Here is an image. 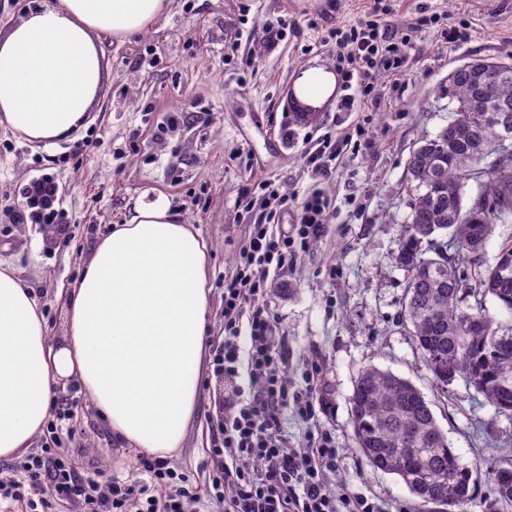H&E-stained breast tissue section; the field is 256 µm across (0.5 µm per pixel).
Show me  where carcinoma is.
<instances>
[{
	"label": "carcinoma",
	"mask_w": 512,
	"mask_h": 512,
	"mask_svg": "<svg viewBox=\"0 0 512 512\" xmlns=\"http://www.w3.org/2000/svg\"><path fill=\"white\" fill-rule=\"evenodd\" d=\"M453 118L410 156L415 182L411 215L393 256L406 281L400 322L435 380L448 385V367L512 419V319L490 313L487 300L512 314V244L493 263L486 245L497 222L512 213V151L497 140L512 128V69L498 61L464 63L448 74ZM485 169L476 165L491 155ZM484 176L469 208L466 183ZM452 233L455 250L439 237ZM352 439L374 472L398 476L424 507L465 512L480 460L461 461L448 443L431 404L409 380L375 366L363 368L349 398ZM491 475L512 470V437L501 436ZM491 512H512V491L493 489Z\"/></svg>",
	"instance_id": "obj_1"
}]
</instances>
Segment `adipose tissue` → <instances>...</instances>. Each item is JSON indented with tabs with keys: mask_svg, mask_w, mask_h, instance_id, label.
Listing matches in <instances>:
<instances>
[{
	"mask_svg": "<svg viewBox=\"0 0 512 512\" xmlns=\"http://www.w3.org/2000/svg\"><path fill=\"white\" fill-rule=\"evenodd\" d=\"M169 0H47L0 33V125L35 143L80 127L104 78L100 35L149 28ZM336 77L303 67L293 87L319 106ZM207 245L166 195L143 192L99 237L68 290V328L51 341L41 305L0 266V459L42 433L57 387L75 384L113 436L160 457L197 411L209 305Z\"/></svg>",
	"mask_w": 512,
	"mask_h": 512,
	"instance_id": "adipose-tissue-1",
	"label": "adipose tissue"
}]
</instances>
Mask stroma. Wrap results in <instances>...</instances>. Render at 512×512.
Masks as SVG:
<instances>
[{
	"label": "stroma",
	"instance_id": "stroma-1",
	"mask_svg": "<svg viewBox=\"0 0 512 512\" xmlns=\"http://www.w3.org/2000/svg\"><path fill=\"white\" fill-rule=\"evenodd\" d=\"M364 0H170L145 32L124 42L99 38L106 81L92 121L70 141L32 144L0 125V264L14 269L38 296L50 340L66 328V290L80 276L97 234L121 223L132 198L163 193L206 244L210 290L207 337L224 336V278L235 267L238 243L256 213L237 198L256 178L282 191L304 194L313 182L304 160L307 139L326 133L337 114L328 100L316 119L302 122V103L288 89L308 63L332 65V55L313 22L326 15L357 21ZM288 25L269 41L264 25ZM477 59L512 60V0H476L467 40L449 46L422 33L408 51L403 94L373 113L358 152L340 156L322 182L333 208L325 237L295 269L282 273L269 296L280 335L288 340V379L303 387L312 363H320L327 408L320 424L293 411L281 416L290 447L327 429L344 454L332 476L342 489L378 496L384 512H418L398 476L371 472L351 438L348 399L363 367L373 365L410 380L432 405L451 448L463 462L480 461L467 512H489V472L498 450L485 423L512 432L463 379L437 385L399 321L404 273L392 255L407 224L413 198L408 160L423 139L434 138L452 118L448 75ZM184 124L158 133L170 116ZM91 140L82 156L77 143ZM57 187L50 224L17 223L8 201L33 181ZM76 404L59 433V445L77 469L99 481L133 474L136 450L117 441L76 387ZM224 380L206 363L197 413L182 448L172 456L202 492L211 469V427Z\"/></svg>",
	"mask_w": 512,
	"mask_h": 512
}]
</instances>
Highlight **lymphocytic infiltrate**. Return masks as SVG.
<instances>
[{"label": "lymphocytic infiltrate", "instance_id": "1", "mask_svg": "<svg viewBox=\"0 0 512 512\" xmlns=\"http://www.w3.org/2000/svg\"><path fill=\"white\" fill-rule=\"evenodd\" d=\"M393 13V7L372 0L355 24L325 26L323 43L341 78L339 111H380L391 90L403 84L407 50L423 30H434L449 45L468 35L466 23L445 22L437 12L421 14L403 28L391 24ZM364 136L365 127L358 123L312 141L304 161L316 183L304 195L257 179L238 201L244 210H258L259 219L241 240L236 268L224 280V339L213 352L224 377V413L218 419L222 443L211 450L214 474L205 496L192 493L188 476L165 458L138 456L139 479L115 476L101 483L78 474L59 449L43 448L20 462L18 476H0V501L18 503L25 512L53 502L76 512H190L191 504L203 501L223 505L224 512H383L375 496L336 491L330 476L342 450L330 432L305 448L290 447L283 439L285 410L315 421L323 369L312 365L305 390L293 389L266 303L274 275L293 268L327 231L332 200L320 178L335 172L353 138ZM243 376L248 379L244 386L239 383Z\"/></svg>", "mask_w": 512, "mask_h": 512}]
</instances>
